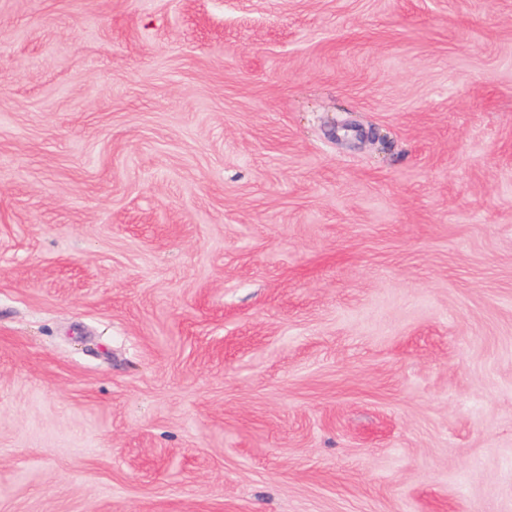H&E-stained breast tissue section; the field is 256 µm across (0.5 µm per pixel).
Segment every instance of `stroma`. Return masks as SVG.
I'll list each match as a JSON object with an SVG mask.
<instances>
[{"mask_svg": "<svg viewBox=\"0 0 512 512\" xmlns=\"http://www.w3.org/2000/svg\"><path fill=\"white\" fill-rule=\"evenodd\" d=\"M0 512H512V0H0Z\"/></svg>", "mask_w": 512, "mask_h": 512, "instance_id": "35a3bbf8", "label": "stroma"}]
</instances>
